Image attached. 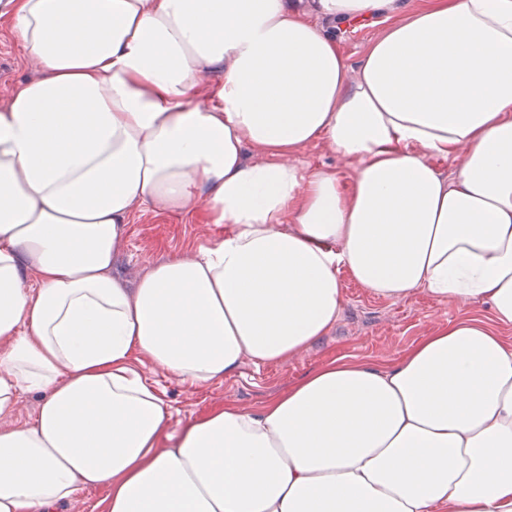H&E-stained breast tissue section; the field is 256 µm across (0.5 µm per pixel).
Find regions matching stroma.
<instances>
[{"instance_id": "1", "label": "stroma", "mask_w": 512, "mask_h": 512, "mask_svg": "<svg viewBox=\"0 0 512 512\" xmlns=\"http://www.w3.org/2000/svg\"><path fill=\"white\" fill-rule=\"evenodd\" d=\"M223 232V225L209 223L202 206L181 218L141 211L135 222L124 229L123 247L112 271L127 286H134L153 264L176 254H191ZM339 277L344 284V302L334 328L280 362L258 366L246 358L233 375L205 386L182 382L137 358L132 359L131 365L156 382L161 396L173 409L172 424L177 427L189 418L227 404L257 409L307 373L341 357L392 365L433 329L468 314L454 301H437L423 292L404 300L383 299L348 272H340Z\"/></svg>"}]
</instances>
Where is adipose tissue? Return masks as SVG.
<instances>
[{"instance_id":"1","label":"adipose tissue","mask_w":512,"mask_h":512,"mask_svg":"<svg viewBox=\"0 0 512 512\" xmlns=\"http://www.w3.org/2000/svg\"><path fill=\"white\" fill-rule=\"evenodd\" d=\"M0 512H512V0H0ZM384 18L351 62L335 27ZM319 144L354 167L303 169ZM255 160H248V153ZM453 159L446 179L433 165ZM224 233L113 274L136 212ZM465 317L170 431L199 385L324 336L339 270ZM0 46L8 51V60L10 63V75L8 73L5 53L1 50L0 56V89L5 86H13L23 83L26 80L33 79L36 74L27 67L23 61V50L17 40L9 32V26L6 21H0ZM39 402V397L36 394H22L13 414L8 417L0 418V429L12 427L19 422L33 420L37 413ZM106 494L107 490L104 487L83 491L79 497L61 507L58 512H99L101 508H96L95 506Z\"/></svg>"}]
</instances>
